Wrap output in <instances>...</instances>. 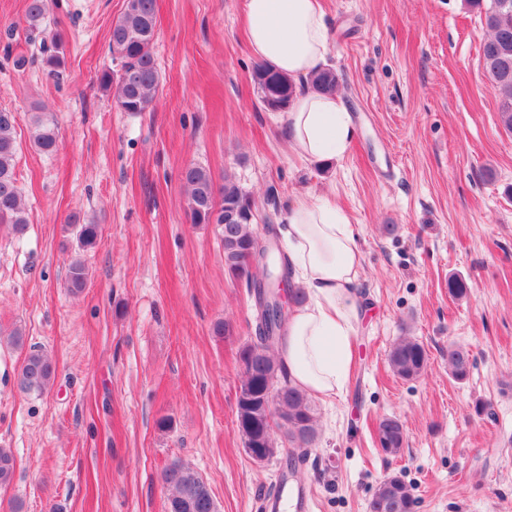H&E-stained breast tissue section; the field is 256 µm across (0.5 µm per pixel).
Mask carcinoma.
I'll list each match as a JSON object with an SVG mask.
<instances>
[{
	"mask_svg": "<svg viewBox=\"0 0 512 512\" xmlns=\"http://www.w3.org/2000/svg\"><path fill=\"white\" fill-rule=\"evenodd\" d=\"M484 6L482 20L489 32L481 45L483 65L491 87L499 99V116L503 126L512 131V0H470ZM49 0H28L26 10L27 31L33 38L43 36L41 22ZM156 0H125L122 14L112 22L109 50L120 60L117 75L104 72L99 77L100 87L110 95L122 112H144L154 102L161 84V72L153 54L156 37ZM53 53L44 64L48 73L55 74L62 64L60 39H51ZM254 81L261 95L274 88L279 95L278 109L288 107L294 86L288 77L274 71L266 64L256 66ZM339 77L332 69H321L312 78L313 89L322 94L336 92ZM20 116L16 112L0 109V224L9 225L15 235H22L28 228L24 204L15 177L17 152L16 127ZM32 142L39 150L49 153L56 149L57 133L54 123L38 118L33 122ZM182 181L187 193V210L193 224L221 225L224 250V271L237 279H246L262 295V282L271 276L273 269L281 270L282 279L289 281L291 271L288 259L272 261V267L255 266L248 253L260 255L267 248L259 245V234L250 220L255 211L252 195L243 190L234 177L224 174L221 203H216L215 185L206 168L190 164L182 171ZM75 232L82 247H91L100 236L98 224L66 225ZM90 278L88 268L80 261L72 262L67 271V288L80 292ZM284 323L260 312L257 336L244 344L239 355L251 356V366L245 368L237 392L236 416L245 424L237 425L244 446L277 448V438H268L270 422L288 421L284 433L288 441V465L296 470L305 460L318 436L315 408L306 393L292 385L278 359L274 348L283 338ZM424 346L412 337L396 342L389 354L393 373L404 380L421 377L427 368ZM448 371L458 381L465 380L470 371L469 354L462 347L450 343L447 353ZM56 376L52 359L39 350L31 351L16 376L17 387L26 393L42 394L51 387ZM276 383L279 394L273 417H268L263 405V391L267 380ZM377 438L381 448L397 454L405 442L404 426L396 417H383L377 425ZM15 456L11 449L0 447V485L9 484L15 473ZM169 488L167 512H217L216 502L209 486L191 466L180 461L169 465L163 475ZM415 499L406 483L396 475L385 477L368 500L366 512H414Z\"/></svg>",
	"mask_w": 512,
	"mask_h": 512,
	"instance_id": "obj_1",
	"label": "carcinoma"
}]
</instances>
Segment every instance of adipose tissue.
Returning <instances> with one entry per match:
<instances>
[{"instance_id": "ef3b65f1", "label": "adipose tissue", "mask_w": 512, "mask_h": 512, "mask_svg": "<svg viewBox=\"0 0 512 512\" xmlns=\"http://www.w3.org/2000/svg\"><path fill=\"white\" fill-rule=\"evenodd\" d=\"M244 31L253 52L292 81L309 79L331 43L322 0H245ZM290 145L304 158L342 155L353 135L343 100L295 91L288 108ZM283 246L303 298L288 313L280 362L292 383L330 399L349 376L360 312L352 288L361 269L354 228L335 200L320 196L292 206Z\"/></svg>"}]
</instances>
